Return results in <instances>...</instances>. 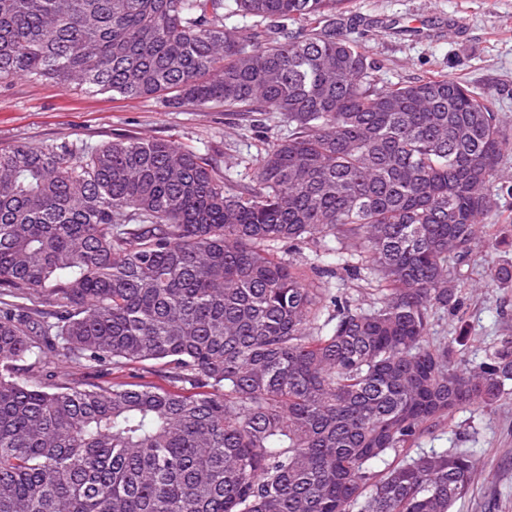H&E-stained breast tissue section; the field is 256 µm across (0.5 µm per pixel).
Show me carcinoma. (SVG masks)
<instances>
[{
    "label": "carcinoma",
    "instance_id": "1",
    "mask_svg": "<svg viewBox=\"0 0 512 512\" xmlns=\"http://www.w3.org/2000/svg\"><path fill=\"white\" fill-rule=\"evenodd\" d=\"M351 2L0 0V83L288 123L234 191L172 140L0 148V512H452L467 451L386 456L512 390L511 348L427 341L502 118L446 77L378 86ZM131 364L169 386L71 377ZM267 248L286 261H288V258L293 259V262H297L298 264H309L313 261L312 248L310 245L301 244L299 245V249L288 250V243H271ZM338 277L337 279H332L334 286L332 291L337 293V295L347 296L354 303L363 304L365 307L376 298V295H372V291L365 281L349 278L342 270L339 271Z\"/></svg>",
    "mask_w": 512,
    "mask_h": 512
}]
</instances>
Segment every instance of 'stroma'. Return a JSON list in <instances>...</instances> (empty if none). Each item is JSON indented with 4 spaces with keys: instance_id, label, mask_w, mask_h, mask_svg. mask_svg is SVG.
Masks as SVG:
<instances>
[{
    "instance_id": "obj_1",
    "label": "stroma",
    "mask_w": 512,
    "mask_h": 512,
    "mask_svg": "<svg viewBox=\"0 0 512 512\" xmlns=\"http://www.w3.org/2000/svg\"><path fill=\"white\" fill-rule=\"evenodd\" d=\"M349 17L348 36L378 63L379 85L445 76L488 96L504 121L497 205L483 219L489 238L456 268L457 309L433 311L428 325L430 342L460 346L465 367L476 366L512 342V282L494 278L499 267H512V0H354ZM287 132L277 118L253 129L207 107L171 109L29 79L0 83L2 148L171 139L207 155L231 189L251 182L268 142ZM440 448L467 449L474 462L454 512H512V395L491 409H462L451 424L423 433L408 454Z\"/></svg>"
}]
</instances>
